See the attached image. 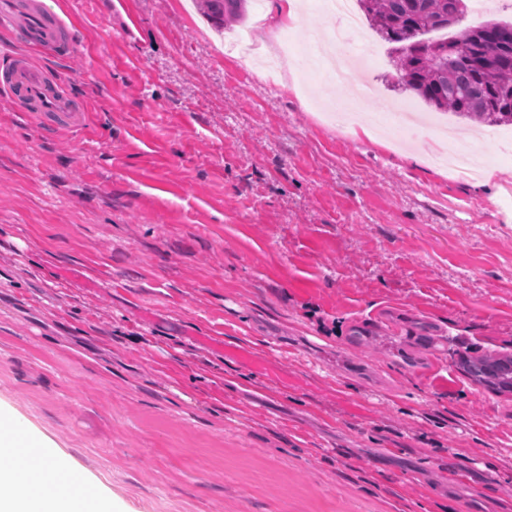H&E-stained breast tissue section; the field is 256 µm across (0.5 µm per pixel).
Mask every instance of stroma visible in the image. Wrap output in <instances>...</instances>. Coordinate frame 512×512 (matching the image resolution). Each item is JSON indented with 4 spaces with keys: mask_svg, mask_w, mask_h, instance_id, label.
<instances>
[{
    "mask_svg": "<svg viewBox=\"0 0 512 512\" xmlns=\"http://www.w3.org/2000/svg\"><path fill=\"white\" fill-rule=\"evenodd\" d=\"M44 2L89 122L0 100V419L103 512H512V391L462 367L512 358V143L401 90L387 43L329 118L336 83L238 66L192 0ZM275 5L259 49L325 38L320 0ZM397 101L413 144L369 128Z\"/></svg>",
    "mask_w": 512,
    "mask_h": 512,
    "instance_id": "obj_1",
    "label": "stroma"
}]
</instances>
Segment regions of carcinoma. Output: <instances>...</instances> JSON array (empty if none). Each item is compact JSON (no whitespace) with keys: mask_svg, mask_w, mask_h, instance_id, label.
I'll list each match as a JSON object with an SVG mask.
<instances>
[{"mask_svg":"<svg viewBox=\"0 0 512 512\" xmlns=\"http://www.w3.org/2000/svg\"><path fill=\"white\" fill-rule=\"evenodd\" d=\"M214 25L238 22L244 0H202ZM375 33L393 45L404 89L439 111L488 126L512 125V23L486 21L451 38L427 33L462 21L464 0H359Z\"/></svg>","mask_w":512,"mask_h":512,"instance_id":"carcinoma-1","label":"carcinoma"}]
</instances>
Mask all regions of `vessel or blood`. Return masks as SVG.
<instances>
[{
    "mask_svg": "<svg viewBox=\"0 0 512 512\" xmlns=\"http://www.w3.org/2000/svg\"><path fill=\"white\" fill-rule=\"evenodd\" d=\"M0 28L22 42L69 55L76 50L67 36V24L38 0H0ZM0 91L26 106L44 131L78 129L88 115L69 96L61 81L35 67L23 55L0 47Z\"/></svg>",
    "mask_w": 512,
    "mask_h": 512,
    "instance_id": "obj_1",
    "label": "vessel or blood"
}]
</instances>
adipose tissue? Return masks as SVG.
<instances>
[{
	"label": "adipose tissue",
	"mask_w": 512,
	"mask_h": 512,
	"mask_svg": "<svg viewBox=\"0 0 512 512\" xmlns=\"http://www.w3.org/2000/svg\"><path fill=\"white\" fill-rule=\"evenodd\" d=\"M2 442L10 444L17 455L25 457L26 463L12 471L0 472V512H81L77 497L66 489L62 498L55 501L43 500L37 493L38 487L48 481L65 488L67 481L79 480V473L67 469L50 470L46 455L14 425H0Z\"/></svg>",
	"instance_id": "adipose-tissue-1"
}]
</instances>
